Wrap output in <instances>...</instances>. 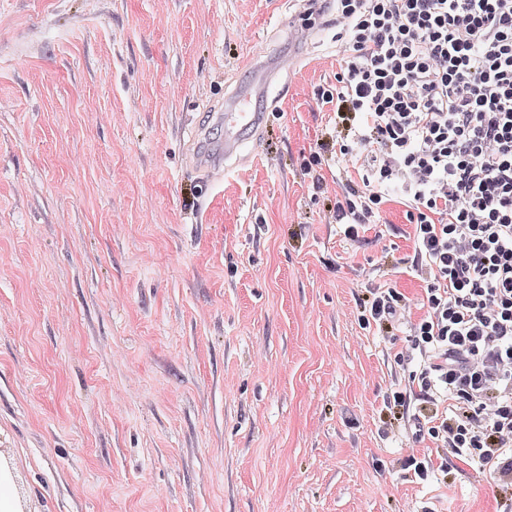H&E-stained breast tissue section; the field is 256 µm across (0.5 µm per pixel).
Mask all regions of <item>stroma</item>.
Here are the masks:
<instances>
[{
	"instance_id": "stroma-1",
	"label": "stroma",
	"mask_w": 512,
	"mask_h": 512,
	"mask_svg": "<svg viewBox=\"0 0 512 512\" xmlns=\"http://www.w3.org/2000/svg\"><path fill=\"white\" fill-rule=\"evenodd\" d=\"M336 32L334 0H0V472L26 512H512L389 419L423 360L360 305L425 292L405 206L354 239L328 219ZM259 56L286 65L256 148L206 183Z\"/></svg>"
}]
</instances>
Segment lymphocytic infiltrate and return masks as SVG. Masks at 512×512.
<instances>
[{"instance_id": "lymphocytic-infiltrate-1", "label": "lymphocytic infiltrate", "mask_w": 512, "mask_h": 512, "mask_svg": "<svg viewBox=\"0 0 512 512\" xmlns=\"http://www.w3.org/2000/svg\"><path fill=\"white\" fill-rule=\"evenodd\" d=\"M345 56L320 91L348 133L320 153L344 161L330 217L346 236L376 223L388 188L409 206L426 313L419 424L512 490V0H336ZM405 306L373 292L362 322Z\"/></svg>"}]
</instances>
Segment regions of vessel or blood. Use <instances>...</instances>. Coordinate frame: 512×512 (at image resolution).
<instances>
[{
	"label": "vessel or blood",
	"instance_id": "obj_1",
	"mask_svg": "<svg viewBox=\"0 0 512 512\" xmlns=\"http://www.w3.org/2000/svg\"><path fill=\"white\" fill-rule=\"evenodd\" d=\"M282 67L281 61L260 59L251 66L254 75L252 83L235 92L225 103L220 118L224 122V148L222 151L209 155V171L219 174L229 171V162L238 156L247 133L256 131L260 126L263 115L251 108L252 99L262 97L277 76Z\"/></svg>",
	"mask_w": 512,
	"mask_h": 512
}]
</instances>
